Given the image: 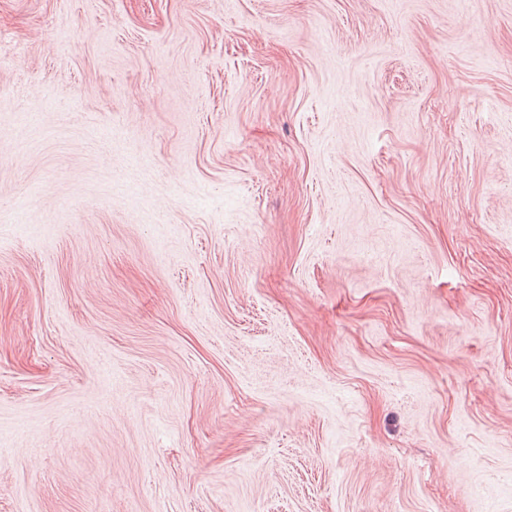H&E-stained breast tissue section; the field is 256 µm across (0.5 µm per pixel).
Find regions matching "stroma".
<instances>
[{"label":"stroma","instance_id":"stroma-1","mask_svg":"<svg viewBox=\"0 0 512 512\" xmlns=\"http://www.w3.org/2000/svg\"><path fill=\"white\" fill-rule=\"evenodd\" d=\"M0 512H512V0H0Z\"/></svg>","mask_w":512,"mask_h":512}]
</instances>
